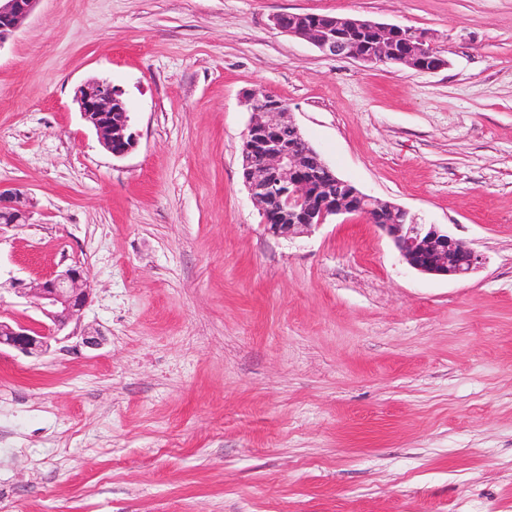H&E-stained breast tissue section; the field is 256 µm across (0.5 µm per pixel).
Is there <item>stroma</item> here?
Returning <instances> with one entry per match:
<instances>
[{"label":"stroma","mask_w":512,"mask_h":512,"mask_svg":"<svg viewBox=\"0 0 512 512\" xmlns=\"http://www.w3.org/2000/svg\"><path fill=\"white\" fill-rule=\"evenodd\" d=\"M286 13L426 31L448 65L329 57ZM101 76L121 158L73 101ZM256 87L482 267L420 274L346 216L266 234ZM0 186L32 211L0 276L90 287L44 354L0 352V512H512V0H39L0 45ZM74 101L83 121L91 127L100 144L114 157H123L136 146L131 112L123 93L107 78H95L80 85Z\"/></svg>","instance_id":"stroma-1"}]
</instances>
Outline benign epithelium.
<instances>
[{
    "instance_id": "obj_1",
    "label": "benign epithelium",
    "mask_w": 512,
    "mask_h": 512,
    "mask_svg": "<svg viewBox=\"0 0 512 512\" xmlns=\"http://www.w3.org/2000/svg\"><path fill=\"white\" fill-rule=\"evenodd\" d=\"M40 0H0V45L34 11ZM274 25L308 41L326 56L366 64H387L419 72H435L448 60L433 55L428 34L417 29L371 20L302 13ZM74 101L83 121L114 157L136 146L131 112L123 93L107 78L80 85ZM246 102L253 112L241 146L243 182L262 217L267 233L294 237L326 222L351 214L378 227L391 239L412 269L448 279H464L483 265V256L439 224H420L401 206L367 195L336 173L323 160L312 163L313 150H302L305 138L288 117V104L262 88L250 90ZM23 194L0 191V224H25L30 213ZM17 296L31 298L44 321L24 326L0 320V349L27 356L47 351L49 340L78 321L89 300L83 267L71 265L37 281L9 280Z\"/></svg>"
}]
</instances>
